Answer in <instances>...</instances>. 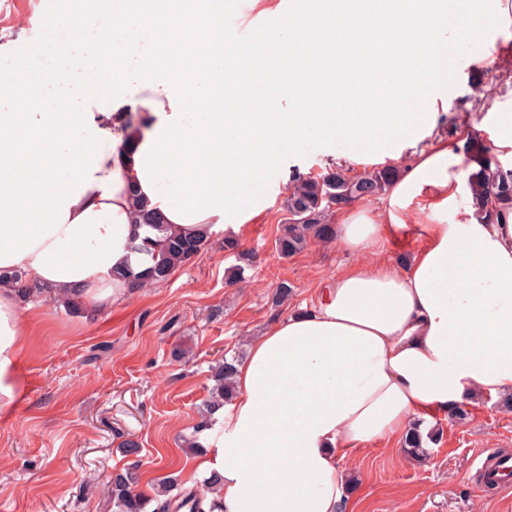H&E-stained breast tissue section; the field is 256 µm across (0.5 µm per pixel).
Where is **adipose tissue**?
Segmentation results:
<instances>
[{
    "label": "adipose tissue",
    "mask_w": 512,
    "mask_h": 512,
    "mask_svg": "<svg viewBox=\"0 0 512 512\" xmlns=\"http://www.w3.org/2000/svg\"><path fill=\"white\" fill-rule=\"evenodd\" d=\"M349 26L353 74L330 73L298 55L281 97L294 112L260 111L251 89L266 63L251 47L201 60L215 0H169L180 66L154 55L103 67L56 68L52 85L70 109L42 111V95L17 104L15 69L0 68V275L24 272L32 294L102 313L134 290L124 270L148 232L135 207L155 213L168 232L240 233L266 209L263 183L290 143L310 134L356 139L369 155L429 134L437 98L413 91L441 84L448 61L479 48L490 28L512 31V0L468 13L469 36L436 31L454 0H358ZM265 43L316 38L324 18L300 19L286 0H254ZM241 87L232 112H195L189 91L214 89V77ZM336 83L345 102L373 87L370 112H324ZM494 154L512 162V100L480 119ZM459 142L439 139L399 168L379 206L351 205L336 239L360 262L325 279L318 301L250 337L235 366L234 399L204 429L194 471L218 476L207 501L222 512H352L355 477L340 460L379 439H398L415 422L487 397H512V214L487 220L458 207L466 174ZM454 224L420 226L424 243L406 261L388 241L416 225L415 203ZM21 293L0 283V413L15 410L26 386L28 330Z\"/></svg>",
    "instance_id": "adipose-tissue-1"
}]
</instances>
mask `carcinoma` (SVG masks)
Here are the masks:
<instances>
[{"instance_id": "cac0c4a2", "label": "carcinoma", "mask_w": 512, "mask_h": 512, "mask_svg": "<svg viewBox=\"0 0 512 512\" xmlns=\"http://www.w3.org/2000/svg\"><path fill=\"white\" fill-rule=\"evenodd\" d=\"M463 153L480 158V169L469 177V187L476 204L492 197L497 203L488 216L496 219L512 210V169L504 167L500 161L490 155L489 150L474 141H467ZM397 175V168L387 166L368 172L356 179H350L343 173L331 170L320 177L292 176L291 186L285 200L288 222L280 225L275 245L283 256L301 251L309 237L331 239L334 228L325 223L333 212L332 205H347L354 201L372 198L382 194ZM204 245L199 237L162 235L153 238L145 236L141 243L133 246V253L141 269L137 272L127 269L121 273L144 285L159 284L166 281L175 268L189 261ZM224 251L233 254L237 263L230 267V282L243 276L245 269L252 265V254L239 250L238 243L227 237L224 239ZM237 357L226 358L211 367L209 404L229 402L236 389L232 377ZM435 441L433 433L422 434L419 426L412 427L403 439V447L412 458H421L428 454L427 442ZM138 478L134 471L126 470L112 475L113 512H146L149 500L137 490ZM174 483L170 480L159 484L156 512H203L202 503L196 493L182 491L175 495Z\"/></svg>"}]
</instances>
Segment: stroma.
I'll return each instance as SVG.
<instances>
[{
	"mask_svg": "<svg viewBox=\"0 0 512 512\" xmlns=\"http://www.w3.org/2000/svg\"><path fill=\"white\" fill-rule=\"evenodd\" d=\"M21 13L43 16V0H0V65L13 64L39 31L17 26ZM487 39V59L459 53L435 134L469 126L477 141L487 142L473 127L478 113L512 99V34L493 31ZM428 145L404 142L391 158L362 155L343 137L291 143L266 178L269 206L261 221L237 236L240 250L256 256L237 282L228 278L235 259L217 233L165 282L140 289L107 314L29 298L27 394L0 415V512H112V474L127 468L136 469L145 495L166 478L188 490L186 443L205 420L212 362L246 351L247 337L312 302L324 279L355 261L338 243L314 238L294 255L278 252L292 171L316 176L334 167L356 177L408 162ZM284 281L293 293L273 306ZM178 347L192 349L193 359H176ZM127 438L140 443L139 455L123 453ZM488 455L512 456V411L493 399L468 406L465 419L443 422L428 463L409 457L400 441L381 440L341 464L359 475L354 512H512V485L487 486L476 470Z\"/></svg>",
	"mask_w": 512,
	"mask_h": 512,
	"instance_id": "stroma-1",
	"label": "stroma"
}]
</instances>
